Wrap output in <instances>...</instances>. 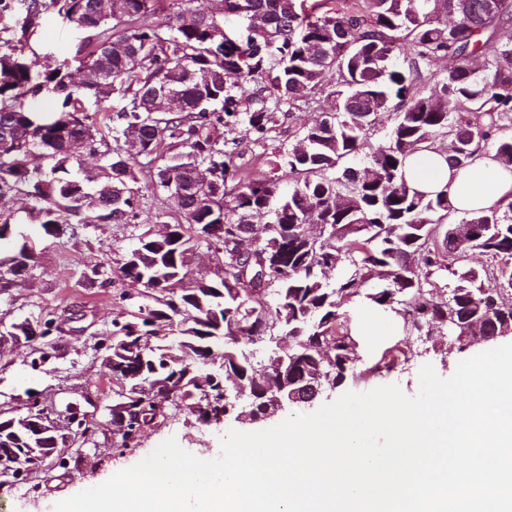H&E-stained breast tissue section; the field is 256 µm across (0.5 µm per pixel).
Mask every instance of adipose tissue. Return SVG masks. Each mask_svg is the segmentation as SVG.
<instances>
[{
    "mask_svg": "<svg viewBox=\"0 0 512 512\" xmlns=\"http://www.w3.org/2000/svg\"><path fill=\"white\" fill-rule=\"evenodd\" d=\"M406 176L409 184L420 191L446 193L460 213L486 210L512 201V170L482 147L461 168L446 163L438 149L416 153L408 160Z\"/></svg>",
    "mask_w": 512,
    "mask_h": 512,
    "instance_id": "obj_1",
    "label": "adipose tissue"
}]
</instances>
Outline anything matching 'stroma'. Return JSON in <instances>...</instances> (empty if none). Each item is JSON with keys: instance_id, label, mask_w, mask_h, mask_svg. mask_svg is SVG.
I'll return each mask as SVG.
<instances>
[{"instance_id": "stroma-1", "label": "stroma", "mask_w": 512, "mask_h": 512, "mask_svg": "<svg viewBox=\"0 0 512 512\" xmlns=\"http://www.w3.org/2000/svg\"><path fill=\"white\" fill-rule=\"evenodd\" d=\"M79 38V33L58 17H46L28 38L26 58L36 70L44 64L48 53L60 60L72 59ZM310 118V113L298 111L292 117H280L274 138L262 143L241 137L242 167L254 175H271L273 151L295 142L299 126ZM134 233V228L127 224H101L75 235L42 239L43 251L31 278L0 294V323L4 326L36 320L46 312L62 320L60 331L51 335L54 347L43 366H33V356L25 345H0V404L12 408L14 415L26 413L25 400L33 393L44 404L60 411L69 404L84 406L86 396L111 393L112 373L93 345L96 335L111 331L113 320L122 319L130 305L120 297V282L108 284L99 280L83 284L79 278L83 271L99 263H117L134 246ZM346 311L352 322L371 320L374 330L355 334V366L361 375L346 379L340 386L344 392H366L395 384L406 396L413 397L419 392V370L423 365H432L440 377L447 378L460 361L489 348L485 342L462 346L438 339L425 344L411 342L401 321L391 313L362 304L347 305ZM405 342L410 343L412 356L396 359L391 367H379L386 350ZM97 421V446L91 450L84 468L68 474L56 468L48 471L46 478L0 487V512H52L53 503L106 480L114 471L131 466L139 453L148 452L171 437L189 453H208L220 447L229 431L255 429L254 424L232 416L226 417L221 425H206L180 411L151 427L138 451L120 456L112 448L111 416L107 409H100Z\"/></svg>"}]
</instances>
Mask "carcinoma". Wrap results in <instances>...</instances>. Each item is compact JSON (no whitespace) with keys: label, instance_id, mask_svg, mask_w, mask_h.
I'll use <instances>...</instances> for the list:
<instances>
[{"label":"carcinoma","instance_id":"obj_1","mask_svg":"<svg viewBox=\"0 0 512 512\" xmlns=\"http://www.w3.org/2000/svg\"><path fill=\"white\" fill-rule=\"evenodd\" d=\"M163 2L0 0V18L14 23L3 31L15 35L0 44V195L26 193L45 237L132 224L134 162L144 156L156 163L154 189L180 216L166 240L142 225L139 266L121 261L113 271L139 299V315L112 322L120 344L101 351L112 392H121L112 419L127 418L115 452L138 447L181 406L203 423L219 420L226 386L259 391L313 378L326 369L323 346L334 385L357 376L346 303L393 313L409 336L446 328L450 317L460 332L473 321L491 329L512 321V203L457 218L446 195L421 193L405 177L406 158L444 135L451 166L488 143L512 166V0H214L201 16ZM47 15L86 33L73 56L78 70L107 79L79 85L71 63L52 58L32 69L22 40ZM439 57L453 65L435 80L427 66ZM233 79L259 84L249 104L232 94ZM164 83L177 86L181 105L154 113L147 94ZM46 91L59 111L36 107ZM284 107L328 121L312 119L301 145L278 148V176L253 177L235 162L234 135L270 139ZM384 123L389 138L375 147L370 131ZM130 139L139 141L134 154L109 144ZM69 141L100 156L98 177L84 173ZM40 142L44 167L31 164ZM253 214L269 218L268 232L243 250L230 228ZM220 220L215 237L198 234L197 225ZM308 221L326 225L317 243L293 231ZM457 224L471 225V236L458 240ZM4 245L14 246L20 277L31 276L38 246L0 213ZM201 245L222 257L220 271L184 288L187 257ZM472 250L491 259L483 280L460 261ZM330 265L343 268L334 282L323 273ZM442 272L456 278L451 309L434 295ZM272 332L288 337V349L279 371L257 379L250 340ZM51 447L0 415V453L17 466Z\"/></svg>","mask_w":512,"mask_h":512}]
</instances>
